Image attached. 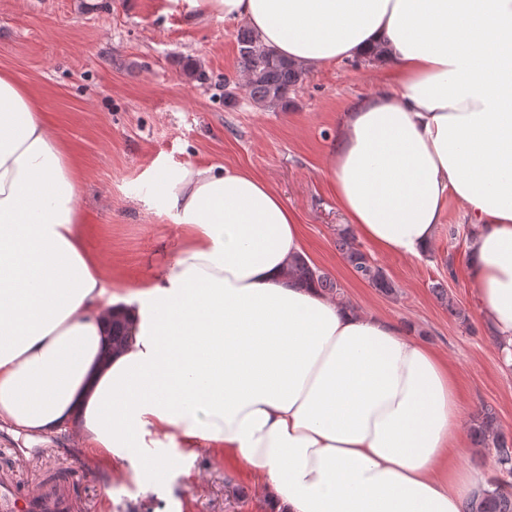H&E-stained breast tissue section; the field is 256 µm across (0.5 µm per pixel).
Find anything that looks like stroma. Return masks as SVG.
Returning <instances> with one entry per match:
<instances>
[{
  "label": "stroma",
  "instance_id": "obj_1",
  "mask_svg": "<svg viewBox=\"0 0 512 512\" xmlns=\"http://www.w3.org/2000/svg\"><path fill=\"white\" fill-rule=\"evenodd\" d=\"M238 22L193 0H0V71L32 91L57 135L79 161L77 203L92 247L118 284L132 287L170 256L179 226L155 195L160 176L186 167H245L287 201L301 224L306 256L337 280L348 300L410 327L455 368L463 415L492 406L512 433V368L505 367L466 273L470 224L449 201L423 259L374 253L398 292L385 296L355 278L336 249L346 224L324 165L339 120L372 93L370 62L308 71L284 108H258L239 82ZM198 64L204 79L190 77ZM443 283L474 326L465 329L431 291ZM68 470L74 512H269L254 472L232 452L205 448L146 482L131 462L87 452L71 435L31 444L0 429V474L25 489Z\"/></svg>",
  "mask_w": 512,
  "mask_h": 512
}]
</instances>
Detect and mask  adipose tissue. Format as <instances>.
<instances>
[{
	"instance_id": "ef3b65f1",
	"label": "adipose tissue",
	"mask_w": 512,
	"mask_h": 512,
	"mask_svg": "<svg viewBox=\"0 0 512 512\" xmlns=\"http://www.w3.org/2000/svg\"><path fill=\"white\" fill-rule=\"evenodd\" d=\"M280 56L377 55L375 91L326 161L351 229L422 258L449 199L469 218L481 313L512 345V0H201ZM80 167L34 97L0 73V425L75 436L161 482L229 448L274 512H461L482 478L453 464L463 400L408 329L295 285L294 213L245 168L160 179L181 226L167 263L111 286L86 243ZM129 338L110 349L113 313Z\"/></svg>"
}]
</instances>
